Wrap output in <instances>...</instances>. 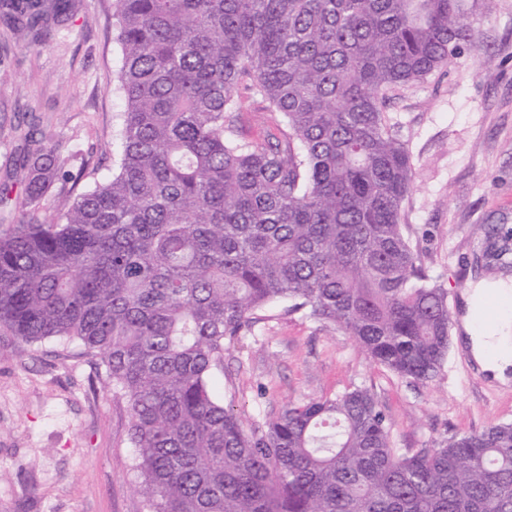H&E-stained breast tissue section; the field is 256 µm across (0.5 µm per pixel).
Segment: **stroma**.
<instances>
[{
    "instance_id": "obj_1",
    "label": "stroma",
    "mask_w": 512,
    "mask_h": 512,
    "mask_svg": "<svg viewBox=\"0 0 512 512\" xmlns=\"http://www.w3.org/2000/svg\"><path fill=\"white\" fill-rule=\"evenodd\" d=\"M466 20L475 35L453 62L389 90L384 105L414 165L406 233L456 305L447 363L432 382L409 383L342 331L275 305L213 375L245 423L354 385L376 394L401 454L512 422V382L481 376L463 342L473 283L512 280V268L475 262L491 228L512 231V0L478 2ZM120 59L112 0H78L43 42L0 22V184L9 188L0 224L14 220L25 186L27 132L53 133L67 167L85 168L84 184L111 174L124 109ZM129 429L126 401L97 377L80 342L56 353L0 335V512H146Z\"/></svg>"
}]
</instances>
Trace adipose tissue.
<instances>
[{
	"label": "adipose tissue",
	"mask_w": 512,
	"mask_h": 512,
	"mask_svg": "<svg viewBox=\"0 0 512 512\" xmlns=\"http://www.w3.org/2000/svg\"><path fill=\"white\" fill-rule=\"evenodd\" d=\"M511 292L512 286L504 281L481 283L472 289L466 300V331L471 354L484 370L504 384L512 381V316L502 318L494 327H481V302L487 294Z\"/></svg>",
	"instance_id": "1"
}]
</instances>
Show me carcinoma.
Returning <instances> with one entry per match:
<instances>
[{"label": "carcinoma", "instance_id": "carcinoma-1", "mask_svg": "<svg viewBox=\"0 0 512 512\" xmlns=\"http://www.w3.org/2000/svg\"><path fill=\"white\" fill-rule=\"evenodd\" d=\"M463 0H112L124 101L112 176L66 186L27 137L19 218L0 225V333L77 339L127 399L149 512H512V423L398 454L367 387L246 425L209 387L277 303L414 384L448 359V291L402 224L413 184L390 89L448 67ZM37 40L73 0H0ZM245 86L273 114L243 134ZM509 235L483 257L512 265Z\"/></svg>", "mask_w": 512, "mask_h": 512}]
</instances>
